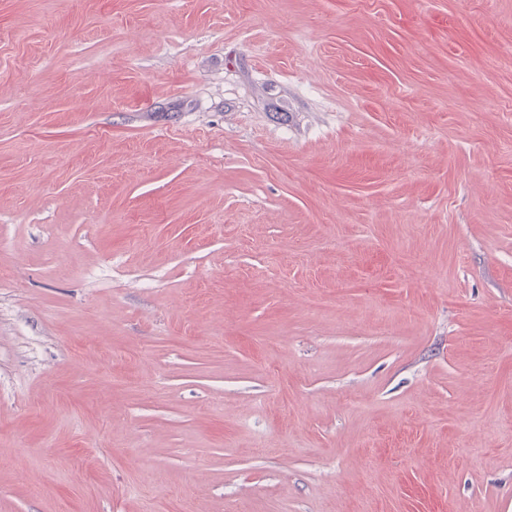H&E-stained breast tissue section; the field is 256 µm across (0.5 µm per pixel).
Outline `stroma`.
<instances>
[{"mask_svg": "<svg viewBox=\"0 0 512 512\" xmlns=\"http://www.w3.org/2000/svg\"><path fill=\"white\" fill-rule=\"evenodd\" d=\"M0 512H512V0H0Z\"/></svg>", "mask_w": 512, "mask_h": 512, "instance_id": "1", "label": "stroma"}]
</instances>
